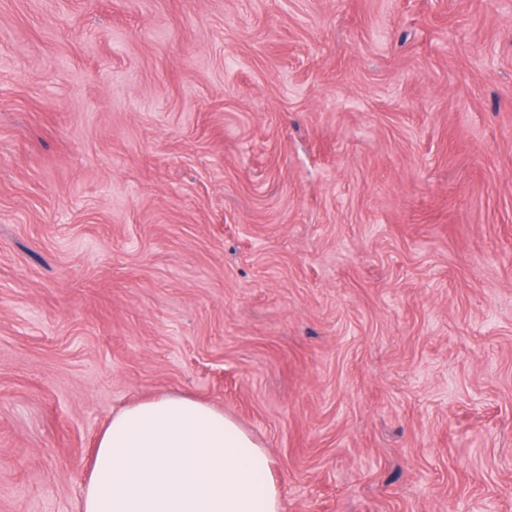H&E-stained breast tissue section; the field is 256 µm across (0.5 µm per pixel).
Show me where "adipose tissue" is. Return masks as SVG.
Returning a JSON list of instances; mask_svg holds the SVG:
<instances>
[{
  "label": "adipose tissue",
  "instance_id": "1",
  "mask_svg": "<svg viewBox=\"0 0 512 512\" xmlns=\"http://www.w3.org/2000/svg\"><path fill=\"white\" fill-rule=\"evenodd\" d=\"M82 512H283L273 460L233 418L187 396L125 406L98 435Z\"/></svg>",
  "mask_w": 512,
  "mask_h": 512
}]
</instances>
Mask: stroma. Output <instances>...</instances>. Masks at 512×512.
Masks as SVG:
<instances>
[{
    "mask_svg": "<svg viewBox=\"0 0 512 512\" xmlns=\"http://www.w3.org/2000/svg\"><path fill=\"white\" fill-rule=\"evenodd\" d=\"M160 394L284 512H512V0H0V512Z\"/></svg>",
    "mask_w": 512,
    "mask_h": 512,
    "instance_id": "35a3bbf8",
    "label": "stroma"
}]
</instances>
